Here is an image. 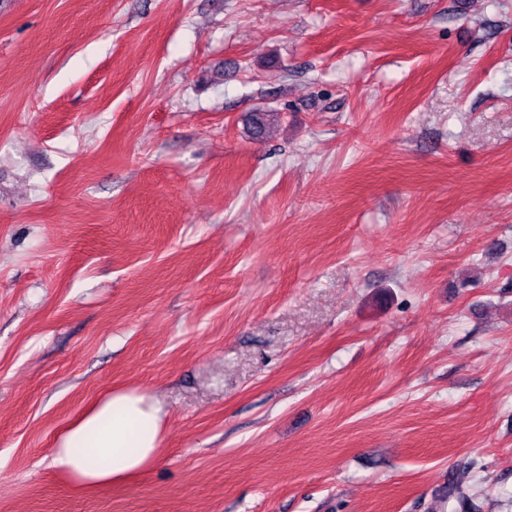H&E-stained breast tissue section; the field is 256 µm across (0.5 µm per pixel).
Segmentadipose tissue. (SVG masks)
Here are the masks:
<instances>
[{"instance_id":"obj_1","label":"adipose tissue","mask_w":512,"mask_h":512,"mask_svg":"<svg viewBox=\"0 0 512 512\" xmlns=\"http://www.w3.org/2000/svg\"><path fill=\"white\" fill-rule=\"evenodd\" d=\"M164 430V413L150 395L114 390L58 436L51 465L84 488L119 484L158 462Z\"/></svg>"}]
</instances>
